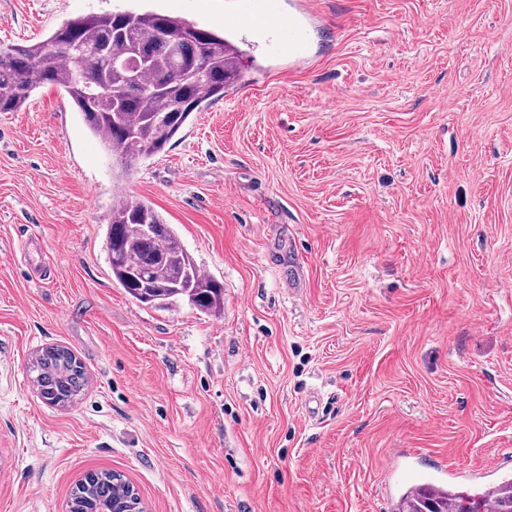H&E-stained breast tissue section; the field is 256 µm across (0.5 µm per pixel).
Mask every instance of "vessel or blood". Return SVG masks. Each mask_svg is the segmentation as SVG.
I'll use <instances>...</instances> for the list:
<instances>
[{
    "label": "vessel or blood",
    "mask_w": 512,
    "mask_h": 512,
    "mask_svg": "<svg viewBox=\"0 0 512 512\" xmlns=\"http://www.w3.org/2000/svg\"><path fill=\"white\" fill-rule=\"evenodd\" d=\"M318 22L309 0H292L285 13L271 12L267 0H237L236 7L224 16L230 34H242L269 46L275 53L287 56L292 68L309 61L306 33Z\"/></svg>",
    "instance_id": "b4317fda"
}]
</instances>
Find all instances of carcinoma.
<instances>
[{
	"instance_id": "carcinoma-1",
	"label": "carcinoma",
	"mask_w": 512,
	"mask_h": 512,
	"mask_svg": "<svg viewBox=\"0 0 512 512\" xmlns=\"http://www.w3.org/2000/svg\"><path fill=\"white\" fill-rule=\"evenodd\" d=\"M176 36L156 37L160 31ZM240 77L238 56L224 36L170 15L118 10L68 21L46 38L0 52V112H19L32 93L55 86L70 98L88 129L124 168L151 157L187 125L203 104L224 95ZM143 224L157 231L144 235ZM112 280L145 306L185 301L210 315L224 311V285L204 274L180 236L154 206L128 199L106 228ZM34 382L50 405L76 399L87 382L82 363L67 349H42ZM491 512H512V477L485 488ZM468 495L442 486L404 492L397 512H477ZM143 512L129 482L117 471L84 477L67 512Z\"/></svg>"
}]
</instances>
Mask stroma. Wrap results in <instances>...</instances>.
<instances>
[{"label": "stroma", "mask_w": 512, "mask_h": 512, "mask_svg": "<svg viewBox=\"0 0 512 512\" xmlns=\"http://www.w3.org/2000/svg\"><path fill=\"white\" fill-rule=\"evenodd\" d=\"M310 2L312 63L240 42L235 88L130 172L57 87L0 112V512L99 470L149 512H395L409 477L512 461V0ZM230 4L0 0V46L131 7L220 34ZM121 195L223 314L113 282ZM48 345L88 373L66 408L31 379Z\"/></svg>", "instance_id": "obj_1"}]
</instances>
